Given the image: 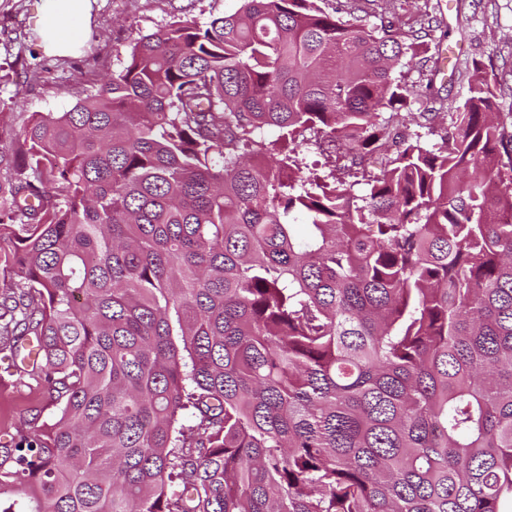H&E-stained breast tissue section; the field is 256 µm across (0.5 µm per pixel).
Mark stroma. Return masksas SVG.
<instances>
[{
  "label": "stroma",
  "mask_w": 512,
  "mask_h": 512,
  "mask_svg": "<svg viewBox=\"0 0 512 512\" xmlns=\"http://www.w3.org/2000/svg\"><path fill=\"white\" fill-rule=\"evenodd\" d=\"M352 17L368 24L394 18L413 32L417 47L402 58L396 77L416 91L410 111L382 110L400 134L438 143L468 92L473 61L496 78L500 111L512 110V0H348ZM38 0H0V116L13 125L33 112H64L93 90L103 77L125 65L128 46L138 35L182 17L197 25L235 13L241 0H95L88 48L75 57H49L37 46L34 17ZM303 172L335 171L339 148L306 133L297 148ZM49 418L34 380L20 375L10 350H0V444L26 437L34 414Z\"/></svg>",
  "instance_id": "obj_1"
}]
</instances>
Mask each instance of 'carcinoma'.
I'll use <instances>...</instances> for the list:
<instances>
[{
  "mask_svg": "<svg viewBox=\"0 0 512 512\" xmlns=\"http://www.w3.org/2000/svg\"><path fill=\"white\" fill-rule=\"evenodd\" d=\"M338 13L175 21L0 139V342L56 407L0 448L27 512H512V112L475 61L398 138L410 34ZM308 130L398 149L360 198ZM305 141L297 147L296 152L300 166L305 174L317 173L322 175L328 172L330 168L336 165V177L353 185L352 190L356 195L362 196L366 194L368 186L364 183L366 181L355 182L362 180L361 174L358 178L351 177L348 171L343 168V163L350 165L349 162H343L338 159L339 148L336 143L331 142L328 138H323L318 143H315L317 136L313 132L307 131L305 133Z\"/></svg>",
  "mask_w": 512,
  "mask_h": 512,
  "instance_id": "cac0c4a2",
  "label": "carcinoma"
}]
</instances>
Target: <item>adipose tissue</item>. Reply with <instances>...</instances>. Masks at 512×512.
I'll return each mask as SVG.
<instances>
[{"label": "adipose tissue", "instance_id": "adipose-tissue-1", "mask_svg": "<svg viewBox=\"0 0 512 512\" xmlns=\"http://www.w3.org/2000/svg\"><path fill=\"white\" fill-rule=\"evenodd\" d=\"M34 30L45 54L79 51L91 31V0H39Z\"/></svg>", "mask_w": 512, "mask_h": 512}]
</instances>
